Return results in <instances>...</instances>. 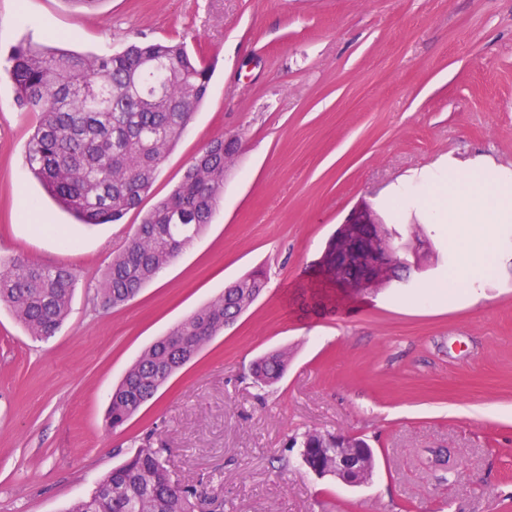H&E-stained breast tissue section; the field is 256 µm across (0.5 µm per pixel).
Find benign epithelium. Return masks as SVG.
Masks as SVG:
<instances>
[{
	"label": "benign epithelium",
	"instance_id": "benign-epithelium-1",
	"mask_svg": "<svg viewBox=\"0 0 512 512\" xmlns=\"http://www.w3.org/2000/svg\"><path fill=\"white\" fill-rule=\"evenodd\" d=\"M378 214L369 205L355 209L350 218L340 228L338 235L356 226L360 228L353 237L355 247L345 257L336 258V267L332 268L328 279L338 288L352 289L359 292L375 290L382 286L390 268L402 265L406 276L419 272L424 266L426 243L422 240L404 248V255H399V248L391 240L384 238L380 231ZM344 440L336 438V458L334 473L336 478L349 486L364 483V460L369 456V449L362 445L358 448L343 447Z\"/></svg>",
	"mask_w": 512,
	"mask_h": 512
}]
</instances>
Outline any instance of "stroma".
Segmentation results:
<instances>
[{
	"instance_id": "35a3bbf8",
	"label": "stroma",
	"mask_w": 512,
	"mask_h": 512,
	"mask_svg": "<svg viewBox=\"0 0 512 512\" xmlns=\"http://www.w3.org/2000/svg\"><path fill=\"white\" fill-rule=\"evenodd\" d=\"M156 40L202 51L206 99L140 210L78 223L26 164L37 118L16 100L9 51L109 56ZM225 133L244 150L211 224L132 301L100 310L87 285ZM448 156L512 168V0H0V259L80 272L49 340L0 305V512H65L150 429L202 512H512V223L479 303L423 305L448 274V236L382 200ZM363 202L401 233L423 224L430 254L409 285L358 293L323 276ZM257 268L254 304L107 430L140 353ZM278 349L287 371L259 391L251 364ZM308 429L365 439L368 483L310 471L289 442Z\"/></svg>"
}]
</instances>
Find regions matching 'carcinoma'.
Masks as SVG:
<instances>
[{
  "mask_svg": "<svg viewBox=\"0 0 512 512\" xmlns=\"http://www.w3.org/2000/svg\"><path fill=\"white\" fill-rule=\"evenodd\" d=\"M7 73L20 106L38 113L25 145L29 170L60 206L83 224H116L140 208L170 151L202 104L210 67L182 42L129 43L96 56L20 43ZM239 154L241 138H213L170 195L145 213L134 235L112 256L94 300L106 309L131 301L211 223L224 199V142ZM79 278L71 267L46 268L22 256L0 269V304L29 335L48 339L68 316ZM266 275L242 276L214 301L175 324L147 347L113 387L105 426L123 427L158 390L224 328L250 308ZM288 352L257 358L255 383H276ZM300 448H334L336 436L317 430L291 437ZM197 492L172 479L153 434L134 438L126 460L103 474L68 512H194Z\"/></svg>",
  "mask_w": 512,
  "mask_h": 512,
  "instance_id": "1",
  "label": "carcinoma"
}]
</instances>
